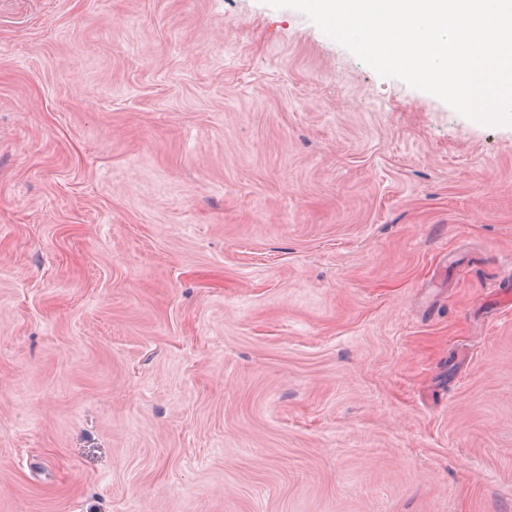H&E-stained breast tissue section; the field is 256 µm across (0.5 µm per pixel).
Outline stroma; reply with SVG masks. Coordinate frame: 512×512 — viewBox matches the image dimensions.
Returning <instances> with one entry per match:
<instances>
[{
    "label": "stroma",
    "instance_id": "35a3bbf8",
    "mask_svg": "<svg viewBox=\"0 0 512 512\" xmlns=\"http://www.w3.org/2000/svg\"><path fill=\"white\" fill-rule=\"evenodd\" d=\"M512 124L266 0H0V512H512Z\"/></svg>",
    "mask_w": 512,
    "mask_h": 512
}]
</instances>
